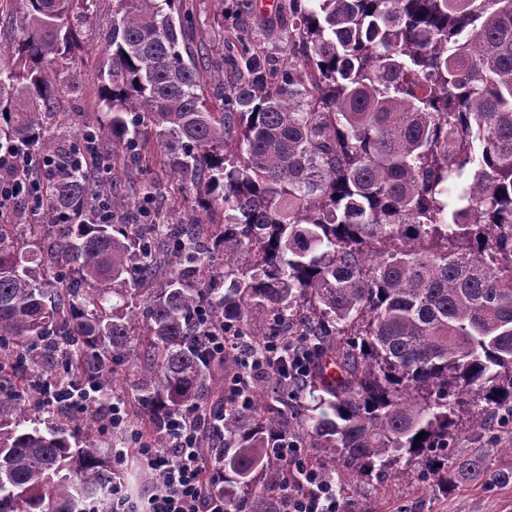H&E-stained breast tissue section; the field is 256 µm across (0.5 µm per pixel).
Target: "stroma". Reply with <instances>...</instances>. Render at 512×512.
I'll use <instances>...</instances> for the list:
<instances>
[{
	"label": "stroma",
	"instance_id": "stroma-1",
	"mask_svg": "<svg viewBox=\"0 0 512 512\" xmlns=\"http://www.w3.org/2000/svg\"><path fill=\"white\" fill-rule=\"evenodd\" d=\"M113 4L114 0H94L80 22L79 46L61 75L49 125L53 133L71 140L101 118L99 49ZM182 7L194 18L187 45L206 57L204 92L213 108H221L224 89L233 80L230 54L239 39H250L273 64L288 57V24L276 13L247 5L245 0H182ZM172 164L150 130L141 135L138 154H119L104 191L112 203L113 222L142 223L139 206L145 197L150 200L153 223L201 220L195 198L203 192V183L189 173L175 177ZM332 477L347 512H512V482L485 485L460 473L453 487L442 491L426 482L394 476L383 483L358 479L341 467Z\"/></svg>",
	"mask_w": 512,
	"mask_h": 512
}]
</instances>
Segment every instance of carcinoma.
<instances>
[{
	"mask_svg": "<svg viewBox=\"0 0 512 512\" xmlns=\"http://www.w3.org/2000/svg\"><path fill=\"white\" fill-rule=\"evenodd\" d=\"M0 43V147L31 165L41 234L0 223V512H90L123 470L96 428L127 347L150 439L169 415L227 391L237 360L206 356L208 326L261 350L298 325L311 367L306 419L321 457L381 481L394 461L441 488L456 471L484 484L512 473L487 455L455 460L467 410L489 445L512 438V0H289L301 56L270 67L243 41L223 109L204 97L181 0H117L100 53V132L128 151L145 129L206 182L208 238L178 224H114L102 213L109 161L78 170L96 143L45 135L93 0H21ZM168 274L158 288L160 265ZM336 366L324 378L323 362ZM62 368L100 388L76 433L63 410L14 386ZM299 387L279 370L224 407V512H280L281 462L265 417ZM426 436L417 438L420 433Z\"/></svg>",
	"mask_w": 512,
	"mask_h": 512,
	"instance_id": "1",
	"label": "carcinoma"
}]
</instances>
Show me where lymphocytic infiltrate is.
I'll return each mask as SVG.
<instances>
[{
	"instance_id": "lymphocytic-infiltrate-1",
	"label": "lymphocytic infiltrate",
	"mask_w": 512,
	"mask_h": 512,
	"mask_svg": "<svg viewBox=\"0 0 512 512\" xmlns=\"http://www.w3.org/2000/svg\"><path fill=\"white\" fill-rule=\"evenodd\" d=\"M22 163L17 154L0 152V222H6L20 201L36 205L34 185L21 184ZM206 351L220 356L232 352L240 366L237 387L250 386L273 369L278 355L287 351V341H280L257 351L245 337L225 335L223 330H208ZM217 415L196 406L170 419L167 432L170 445L148 447L136 439V456L151 470L147 489L131 495L123 484L112 487V512H224V472L208 464L202 452L203 433H216ZM275 455L288 474L284 487L283 512H343L332 481L317 470L305 467L297 441L286 436L275 440Z\"/></svg>"
}]
</instances>
